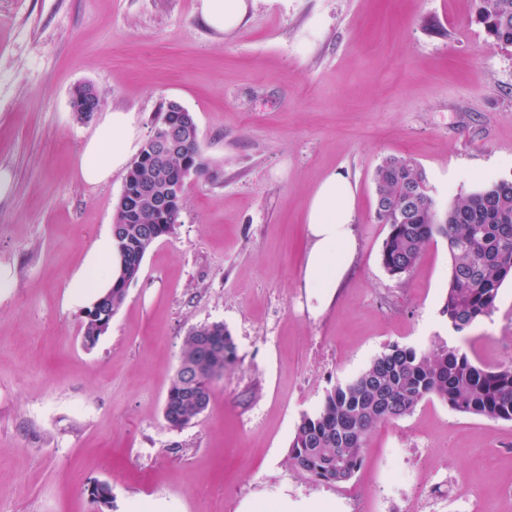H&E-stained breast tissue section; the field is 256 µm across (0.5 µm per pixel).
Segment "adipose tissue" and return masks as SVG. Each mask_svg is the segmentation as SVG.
I'll use <instances>...</instances> for the list:
<instances>
[{
    "mask_svg": "<svg viewBox=\"0 0 512 512\" xmlns=\"http://www.w3.org/2000/svg\"><path fill=\"white\" fill-rule=\"evenodd\" d=\"M248 9V0H200L199 5L204 22L219 31L239 25ZM139 146V131L132 113H105L82 148L79 158L82 178L91 184L108 183L113 173L126 167ZM354 218V191L349 178L340 172L330 174L316 191L307 215L315 239L306 272L309 287L338 286L347 266L349 226ZM116 271L115 242L111 235H101L71 279L73 299L84 302L91 290L110 287Z\"/></svg>",
    "mask_w": 512,
    "mask_h": 512,
    "instance_id": "1",
    "label": "adipose tissue"
}]
</instances>
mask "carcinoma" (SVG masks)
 Returning a JSON list of instances; mask_svg holds the SVG:
<instances>
[{
    "instance_id": "cac0c4a2",
    "label": "carcinoma",
    "mask_w": 512,
    "mask_h": 512,
    "mask_svg": "<svg viewBox=\"0 0 512 512\" xmlns=\"http://www.w3.org/2000/svg\"><path fill=\"white\" fill-rule=\"evenodd\" d=\"M476 21L504 47H512V0H478ZM100 100L77 87L70 99L77 119L88 121ZM179 120L177 103L167 102L155 122L164 128ZM208 167L199 138L183 144L180 154L162 169L135 158L124 179L115 213L113 235L119 271L112 288L102 293L96 308L114 315L127 296V266L142 265L146 253L176 229L188 171L199 176ZM154 178L159 184H179V194L165 211L141 198L139 183ZM375 217L389 226L381 263L392 276L408 274L424 247L441 238L450 256L448 289L442 315L448 327L461 333L496 308L503 282L512 277V179L489 181L478 191L454 200L442 210L425 189V176L411 161L388 157L374 172ZM86 347L95 346L106 332L100 315L87 309L83 317ZM237 360V347L222 323L194 328L187 337L180 363L194 368L176 371L164 408L167 424L179 429L199 410L192 394L210 395L215 379ZM439 399L456 412L491 421H512V365L494 369L475 364L457 346L440 341L433 349L388 344L369 366L327 393L312 414L300 420L289 446L288 463L316 481L345 482L360 469L366 438L379 423L411 414L425 400Z\"/></svg>"
}]
</instances>
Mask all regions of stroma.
Masks as SVG:
<instances>
[{"label": "stroma", "instance_id": "obj_1", "mask_svg": "<svg viewBox=\"0 0 512 512\" xmlns=\"http://www.w3.org/2000/svg\"><path fill=\"white\" fill-rule=\"evenodd\" d=\"M199 0H0V512H251L336 499L354 485L405 503L440 466L512 512V421L438 399L369 433L351 480H301L286 463L303 415L391 343L445 340L477 364L512 363V278L462 334L441 315L450 258L431 241L411 273L383 268L374 172L412 160L439 206L512 178V47L475 23V0H255L230 31ZM91 86L148 136L163 104L192 112L208 168L185 188L175 233L93 348L68 283L111 230L124 173L79 174L94 122L70 109ZM356 217L332 298L307 287L310 201L332 172ZM221 322L238 360L206 410L168 426L164 401L192 328ZM423 447L405 484L380 474Z\"/></svg>", "mask_w": 512, "mask_h": 512}]
</instances>
